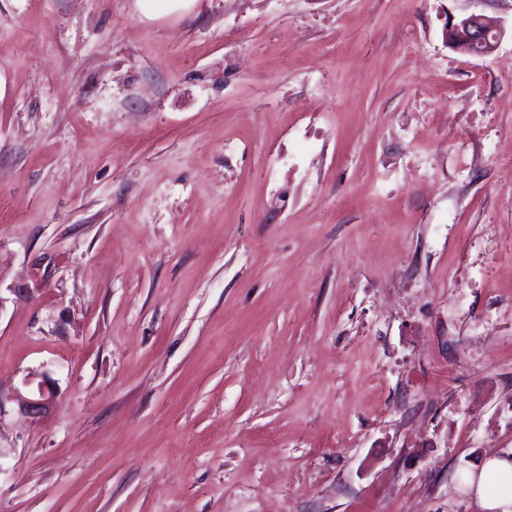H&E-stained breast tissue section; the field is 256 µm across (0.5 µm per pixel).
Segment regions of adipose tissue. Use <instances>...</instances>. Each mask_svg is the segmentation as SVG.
<instances>
[{
	"mask_svg": "<svg viewBox=\"0 0 512 512\" xmlns=\"http://www.w3.org/2000/svg\"><path fill=\"white\" fill-rule=\"evenodd\" d=\"M466 491L480 512H512V455L486 459L468 476Z\"/></svg>",
	"mask_w": 512,
	"mask_h": 512,
	"instance_id": "obj_1",
	"label": "adipose tissue"
}]
</instances>
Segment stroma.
Wrapping results in <instances>:
<instances>
[{"label":"stroma","instance_id":"obj_1","mask_svg":"<svg viewBox=\"0 0 512 512\" xmlns=\"http://www.w3.org/2000/svg\"><path fill=\"white\" fill-rule=\"evenodd\" d=\"M511 450L512 0H0V512H475ZM501 35L502 29L481 15L462 17L448 26V43L454 40L453 48L470 56L493 53ZM54 382L46 376H43L37 382L36 387L29 391L27 397L20 396L18 406L21 413L32 416H41L47 414L53 406L56 392L53 387Z\"/></svg>","mask_w":512,"mask_h":512}]
</instances>
